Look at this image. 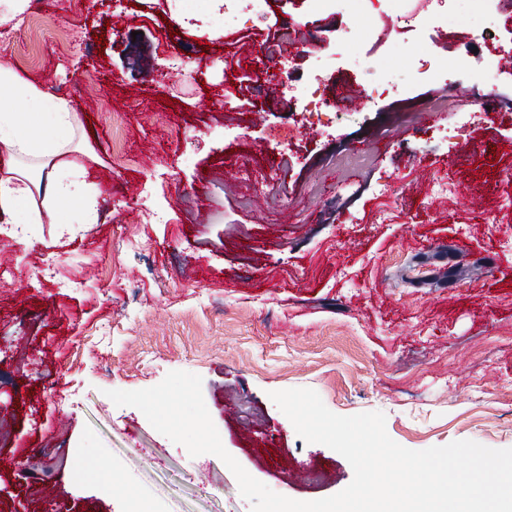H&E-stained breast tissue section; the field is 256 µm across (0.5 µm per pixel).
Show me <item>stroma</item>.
Instances as JSON below:
<instances>
[{"instance_id":"obj_1","label":"stroma","mask_w":512,"mask_h":512,"mask_svg":"<svg viewBox=\"0 0 512 512\" xmlns=\"http://www.w3.org/2000/svg\"><path fill=\"white\" fill-rule=\"evenodd\" d=\"M224 0H41L0 28V56L67 99L84 124L96 221L68 203L67 239L0 236V512H252L215 455L190 457L108 391L199 375L225 449L300 501L349 485V462L305 442L269 394L310 388L333 413L380 411L411 450L472 440L512 448V73L478 79L466 18L430 42L449 98L491 99L439 131L434 85L358 108L360 71L324 76L328 123L308 125L293 54L275 86L258 64L284 24L333 49L340 31L376 65L386 16L307 20L303 0L216 26ZM104 44H97V36ZM448 191L436 193L437 183ZM161 212L151 220V212ZM56 260L44 271L45 256ZM79 280L71 288L69 280ZM108 452L96 480L71 465Z\"/></svg>"}]
</instances>
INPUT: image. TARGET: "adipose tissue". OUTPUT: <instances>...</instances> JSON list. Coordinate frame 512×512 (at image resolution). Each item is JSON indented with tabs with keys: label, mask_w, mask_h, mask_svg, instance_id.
Masks as SVG:
<instances>
[{
	"label": "adipose tissue",
	"mask_w": 512,
	"mask_h": 512,
	"mask_svg": "<svg viewBox=\"0 0 512 512\" xmlns=\"http://www.w3.org/2000/svg\"><path fill=\"white\" fill-rule=\"evenodd\" d=\"M16 101L38 108L41 124L25 126L10 108ZM81 126L69 101L20 78L8 60H0V222L39 224L44 210L76 197L94 215L85 168L62 161Z\"/></svg>",
	"instance_id": "adipose-tissue-1"
}]
</instances>
